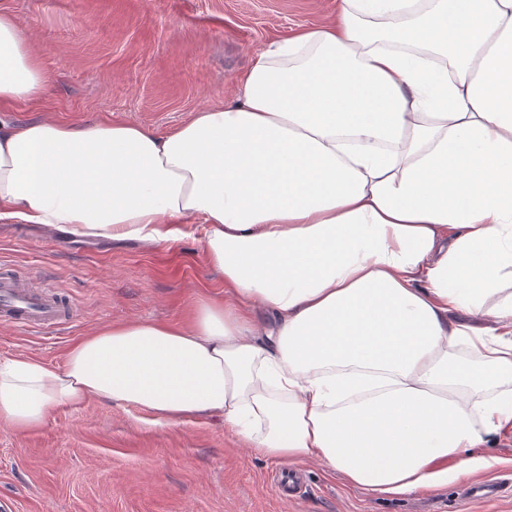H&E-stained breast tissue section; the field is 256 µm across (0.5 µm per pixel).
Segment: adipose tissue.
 <instances>
[{
	"label": "adipose tissue",
	"instance_id": "ef3b65f1",
	"mask_svg": "<svg viewBox=\"0 0 512 512\" xmlns=\"http://www.w3.org/2000/svg\"><path fill=\"white\" fill-rule=\"evenodd\" d=\"M46 74L0 11V105ZM167 133L0 124V222L159 243L195 220L222 286L64 366L0 362V425L60 405L223 422L394 497L497 464L512 423V0H336ZM482 317L492 328L473 325Z\"/></svg>",
	"mask_w": 512,
	"mask_h": 512
}]
</instances>
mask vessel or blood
<instances>
[{"label":"vessel or blood","mask_w":512,"mask_h":512,"mask_svg":"<svg viewBox=\"0 0 512 512\" xmlns=\"http://www.w3.org/2000/svg\"><path fill=\"white\" fill-rule=\"evenodd\" d=\"M72 315L58 294L37 293L10 275H0V321L22 327L51 329Z\"/></svg>","instance_id":"1"}]
</instances>
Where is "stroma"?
<instances>
[{"mask_svg": "<svg viewBox=\"0 0 512 512\" xmlns=\"http://www.w3.org/2000/svg\"><path fill=\"white\" fill-rule=\"evenodd\" d=\"M336 0H0L47 76L39 104L0 110L93 125L119 119L165 133L219 105L233 77L271 41L332 19ZM0 268L49 288L75 308L49 334L0 323V360L19 354L63 365L79 338L117 321L180 319L217 289L200 237L147 245L0 223ZM493 451L505 462L446 486L375 497L310 461L307 491L279 498L280 462L220 424L152 425L95 400L56 407L33 430L0 427V506L6 512H512V429ZM507 481L499 497L474 483Z\"/></svg>", "mask_w": 512, "mask_h": 512, "instance_id": "35a3bbf8", "label": "stroma"}]
</instances>
